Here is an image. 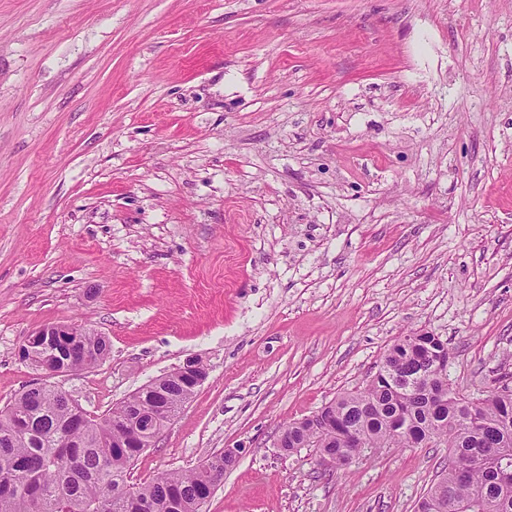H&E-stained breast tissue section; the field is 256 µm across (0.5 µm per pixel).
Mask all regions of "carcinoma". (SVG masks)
Returning <instances> with one entry per match:
<instances>
[{"instance_id":"1","label":"carcinoma","mask_w":512,"mask_h":512,"mask_svg":"<svg viewBox=\"0 0 512 512\" xmlns=\"http://www.w3.org/2000/svg\"><path fill=\"white\" fill-rule=\"evenodd\" d=\"M60 342L44 340L34 355L74 371L92 368L110 353L107 337L88 327H72ZM449 354L437 336L411 334L388 348L373 378L344 392L322 408L323 420L311 428L293 422L281 435L288 451L314 448L322 461L349 457L369 448H425L441 441L448 467L418 501L415 512H512V486L495 485L485 466L461 469L465 456L503 449L495 467L512 474V380L504 379L476 408L454 391L441 400L448 379L435 375V359ZM192 391L176 370L164 375L161 390L140 387L101 416L71 405L58 386L31 384L0 410V512H203L211 475L224 476V452L209 455L189 471H166L135 484L130 475L142 448H114L151 436L117 421L125 404L144 411H180Z\"/></svg>"}]
</instances>
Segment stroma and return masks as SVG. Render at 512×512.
I'll use <instances>...</instances> for the list:
<instances>
[{"mask_svg": "<svg viewBox=\"0 0 512 512\" xmlns=\"http://www.w3.org/2000/svg\"><path fill=\"white\" fill-rule=\"evenodd\" d=\"M44 324L109 338L91 415L207 366L132 482L238 446L204 512H415L447 448L276 441L412 332L512 376V0H0V408Z\"/></svg>", "mask_w": 512, "mask_h": 512, "instance_id": "obj_1", "label": "stroma"}]
</instances>
